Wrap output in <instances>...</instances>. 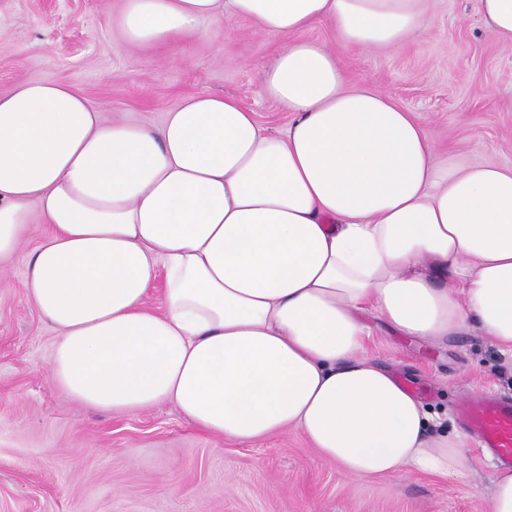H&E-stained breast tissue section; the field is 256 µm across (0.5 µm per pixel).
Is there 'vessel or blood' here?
<instances>
[{"label": "vessel or blood", "mask_w": 512, "mask_h": 512, "mask_svg": "<svg viewBox=\"0 0 512 512\" xmlns=\"http://www.w3.org/2000/svg\"><path fill=\"white\" fill-rule=\"evenodd\" d=\"M465 427L503 462L512 463V402L493 395L467 398L457 407Z\"/></svg>", "instance_id": "obj_1"}]
</instances>
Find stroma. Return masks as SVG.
<instances>
[{"mask_svg": "<svg viewBox=\"0 0 512 512\" xmlns=\"http://www.w3.org/2000/svg\"><path fill=\"white\" fill-rule=\"evenodd\" d=\"M120 4L0 0V93L67 83L155 128L186 97L231 96L285 132L288 113L262 93L281 39L236 18L212 39L135 49L115 26ZM303 36L335 52L349 83L370 82L414 112L439 157L512 166V43L486 24L479 0H439L430 28L397 49L342 45L322 24ZM49 232L33 225L0 270V512H487L498 462L473 437L462 477L354 480L293 431L238 444L200 432L172 403L116 415L72 402L47 375L57 332L26 297L22 257ZM361 318L368 352L449 432L464 430V397L512 399V353L476 327L419 344L374 311Z\"/></svg>", "mask_w": 512, "mask_h": 512, "instance_id": "stroma-1", "label": "stroma"}]
</instances>
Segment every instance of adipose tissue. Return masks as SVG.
Segmentation results:
<instances>
[{"instance_id":"obj_1","label":"adipose tissue","mask_w":512,"mask_h":512,"mask_svg":"<svg viewBox=\"0 0 512 512\" xmlns=\"http://www.w3.org/2000/svg\"><path fill=\"white\" fill-rule=\"evenodd\" d=\"M436 4L123 0L133 46L239 17L288 38L263 86L290 115L282 135L230 97H188L155 129L63 83L0 94V262L51 225L25 266L28 302L59 332L51 384L120 415L172 402L238 443L294 430L353 479L460 475L465 436L434 429L368 353L360 314L428 343L472 321L512 352V166L439 160L414 113L347 85L301 37L323 24L394 49Z\"/></svg>"}]
</instances>
